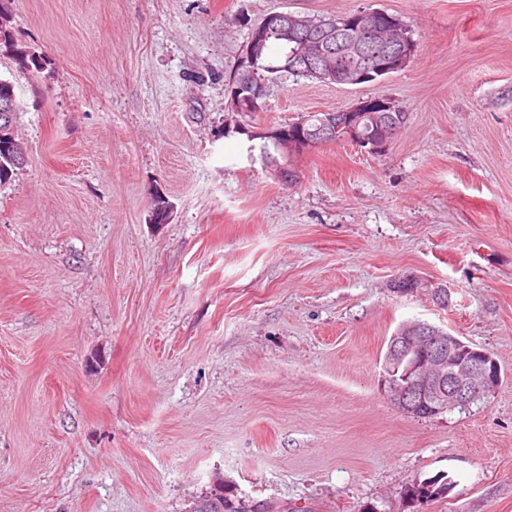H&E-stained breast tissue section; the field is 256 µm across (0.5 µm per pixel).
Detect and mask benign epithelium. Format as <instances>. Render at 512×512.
Returning a JSON list of instances; mask_svg holds the SVG:
<instances>
[{
	"label": "benign epithelium",
	"mask_w": 512,
	"mask_h": 512,
	"mask_svg": "<svg viewBox=\"0 0 512 512\" xmlns=\"http://www.w3.org/2000/svg\"><path fill=\"white\" fill-rule=\"evenodd\" d=\"M397 26L398 19L381 10L361 11L350 18H330L317 29L300 13L271 12L251 27L249 39L240 51L232 76L234 93H243L237 103L245 102L261 111L258 100L262 95L250 89L246 81L253 74V54L271 30L285 32L299 45L295 57L303 62L301 72L328 84L355 85L406 68L414 55L413 44L406 38L392 43L390 49L377 53L373 66L363 67L358 65L365 56L362 41L343 38L333 43L314 36V31L335 35L353 27L383 34ZM396 111L395 102L388 98L361 99L339 108L338 112L343 114L342 140L366 148L372 154L386 151L398 129L392 117ZM304 124L303 119L289 122L264 128L258 135L281 141L290 151H304L320 146V141L338 131L336 117L327 112L318 118L308 134L296 133ZM383 370L391 402L409 415L417 413L422 405L428 406L433 416L463 407L489 396L501 382V368L490 353L470 346L443 328L419 320L402 324L390 337Z\"/></svg>",
	"instance_id": "1"
}]
</instances>
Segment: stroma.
I'll return each mask as SVG.
<instances>
[{
	"label": "stroma",
	"instance_id": "stroma-1",
	"mask_svg": "<svg viewBox=\"0 0 512 512\" xmlns=\"http://www.w3.org/2000/svg\"><path fill=\"white\" fill-rule=\"evenodd\" d=\"M364 9L411 28L404 70L282 81L244 122L388 97L406 124L379 155H293L285 186L218 134L248 25ZM0 14L26 152L0 185V512H188L219 481L283 512H512V0ZM411 320L490 352L495 393L428 418L393 406L383 356ZM430 481L447 495L409 499Z\"/></svg>",
	"mask_w": 512,
	"mask_h": 512
}]
</instances>
